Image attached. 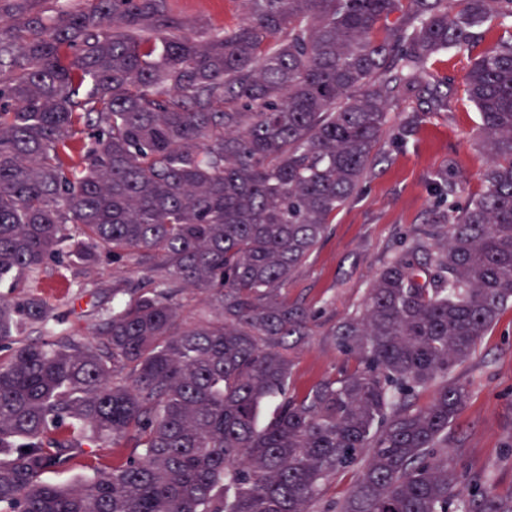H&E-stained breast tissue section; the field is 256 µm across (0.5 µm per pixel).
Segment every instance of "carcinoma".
<instances>
[{"label":"carcinoma","instance_id":"cac0c4a2","mask_svg":"<svg viewBox=\"0 0 512 512\" xmlns=\"http://www.w3.org/2000/svg\"><path fill=\"white\" fill-rule=\"evenodd\" d=\"M37 2L0 11V512H316L354 468L336 512H512L442 453L469 398L448 375L512 306V0H242L200 35L169 0ZM496 24L464 77L483 192L327 330L355 367L289 392L316 314L282 286L382 135L423 119L390 102L440 111L428 62ZM103 261L141 277L93 285L119 301L90 335L39 340L60 324L32 290L46 265ZM80 461L90 477L45 479ZM358 474L357 471L351 470L344 474H341L334 479L327 490V493L323 501L317 506L318 511L327 510L328 505L333 502L341 501L347 494L350 486L356 480Z\"/></svg>","mask_w":512,"mask_h":512}]
</instances>
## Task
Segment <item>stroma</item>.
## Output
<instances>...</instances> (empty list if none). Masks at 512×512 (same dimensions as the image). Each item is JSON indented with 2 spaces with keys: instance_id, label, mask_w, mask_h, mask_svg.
Here are the masks:
<instances>
[{
  "instance_id": "1",
  "label": "stroma",
  "mask_w": 512,
  "mask_h": 512,
  "mask_svg": "<svg viewBox=\"0 0 512 512\" xmlns=\"http://www.w3.org/2000/svg\"><path fill=\"white\" fill-rule=\"evenodd\" d=\"M187 31L219 30L242 17L241 0H169ZM480 40L468 50L436 56L431 72L447 92L442 111L425 113L404 143L383 139L357 194L336 211L328 232L303 265L282 287L289 303L318 314L313 334L297 349L290 389L303 393L315 382L338 374L342 358L326 329L359 310L368 288L391 257L413 235L434 223L441 207L462 208L484 189L489 159L476 143L478 114L466 97L464 76L487 47ZM453 186L440 202L437 172ZM116 271L103 263L92 270L52 266L36 291L53 304L64 328L86 330L77 312L96 299L83 293L91 283H111ZM466 384L470 397L448 429L444 453L464 478L491 486L512 499V309L502 312L479 340L472 356L449 376Z\"/></svg>"
}]
</instances>
